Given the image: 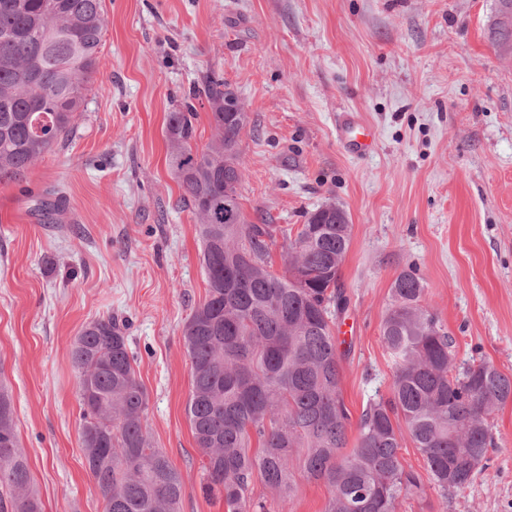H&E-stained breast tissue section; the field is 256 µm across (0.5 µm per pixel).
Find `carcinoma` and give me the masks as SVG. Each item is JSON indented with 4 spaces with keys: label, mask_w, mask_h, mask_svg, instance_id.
<instances>
[{
    "label": "carcinoma",
    "mask_w": 512,
    "mask_h": 512,
    "mask_svg": "<svg viewBox=\"0 0 512 512\" xmlns=\"http://www.w3.org/2000/svg\"><path fill=\"white\" fill-rule=\"evenodd\" d=\"M103 0H0V182L18 180L77 127L103 45ZM512 46V25L488 28ZM227 82L210 73L167 114L168 165L198 220L205 301L182 331L190 361L185 412L209 491L227 512H265L259 480L288 512L294 476L325 484V512H397L431 489L448 494L487 474L491 415L512 401V376L485 362L457 364L455 338L425 303L416 270L391 286L381 340L394 360L390 395L370 399L352 421L342 397L335 330L347 308L338 288L351 224L320 206L306 223L252 224L235 199L225 219L224 175L241 180L248 112L224 116ZM206 100L213 130L196 146ZM281 245L284 270L272 271ZM79 378L85 469L105 512H179L184 482L146 427L148 393L136 376L124 325L87 324L69 349ZM408 434L427 477L403 465ZM0 512H44L0 390Z\"/></svg>",
    "instance_id": "cac0c4a2"
}]
</instances>
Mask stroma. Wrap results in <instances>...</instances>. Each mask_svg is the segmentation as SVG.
I'll return each instance as SVG.
<instances>
[{
	"mask_svg": "<svg viewBox=\"0 0 512 512\" xmlns=\"http://www.w3.org/2000/svg\"><path fill=\"white\" fill-rule=\"evenodd\" d=\"M497 0H104L106 31L78 126L0 184V385L45 512H103L83 465L68 350L92 320L127 323L155 447L180 471V512H224L203 490L185 413L182 329L206 298L195 216L165 135L191 84L216 73L247 106L239 192L248 221L298 225L344 208L338 285L352 415L388 395L381 323L395 277L416 269L458 362L512 375V51L487 28ZM374 130L347 154L336 115ZM61 201L44 216L39 201ZM489 476L397 512H512V404L491 417Z\"/></svg>",
	"mask_w": 512,
	"mask_h": 512,
	"instance_id": "obj_1",
	"label": "stroma"
}]
</instances>
